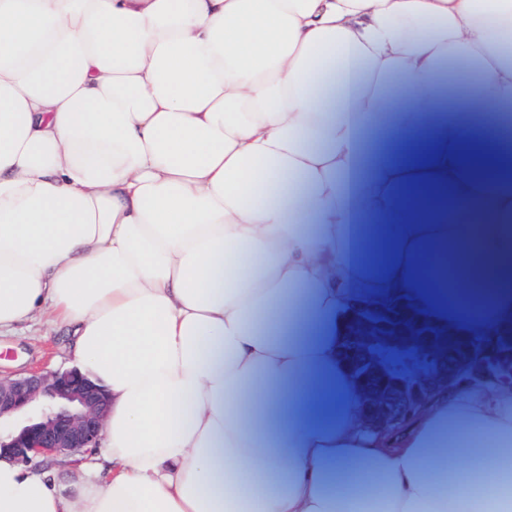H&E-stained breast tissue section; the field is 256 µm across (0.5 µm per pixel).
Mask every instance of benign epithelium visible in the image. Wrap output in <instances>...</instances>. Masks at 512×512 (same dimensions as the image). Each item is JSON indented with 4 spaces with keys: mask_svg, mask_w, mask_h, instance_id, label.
<instances>
[{
    "mask_svg": "<svg viewBox=\"0 0 512 512\" xmlns=\"http://www.w3.org/2000/svg\"><path fill=\"white\" fill-rule=\"evenodd\" d=\"M494 346L432 322L412 299L362 300L349 308L340 352L361 424L394 432L441 392L475 371L512 380V325ZM105 393L78 370L0 376V456L28 464L98 447Z\"/></svg>",
    "mask_w": 512,
    "mask_h": 512,
    "instance_id": "obj_1",
    "label": "benign epithelium"
}]
</instances>
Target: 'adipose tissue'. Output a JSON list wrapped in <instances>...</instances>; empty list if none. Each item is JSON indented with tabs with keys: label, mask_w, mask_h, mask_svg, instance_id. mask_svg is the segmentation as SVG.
Masks as SVG:
<instances>
[{
	"label": "adipose tissue",
	"mask_w": 512,
	"mask_h": 512,
	"mask_svg": "<svg viewBox=\"0 0 512 512\" xmlns=\"http://www.w3.org/2000/svg\"><path fill=\"white\" fill-rule=\"evenodd\" d=\"M510 126L512 0H0V333L109 399L0 512H512V391L391 442L338 357L357 299L512 323Z\"/></svg>",
	"instance_id": "obj_1"
}]
</instances>
